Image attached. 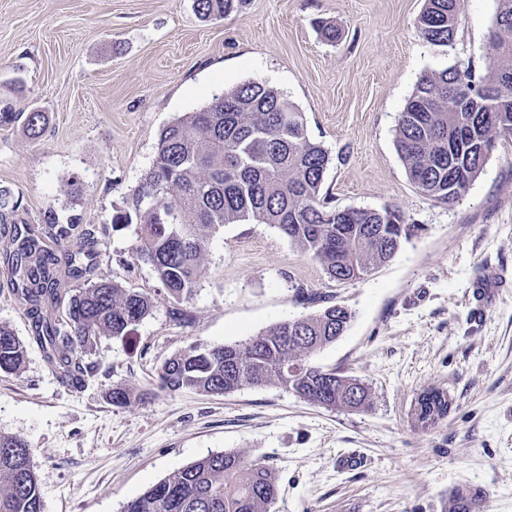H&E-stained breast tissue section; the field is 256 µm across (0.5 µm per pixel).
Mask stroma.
<instances>
[{
	"mask_svg": "<svg viewBox=\"0 0 512 512\" xmlns=\"http://www.w3.org/2000/svg\"><path fill=\"white\" fill-rule=\"evenodd\" d=\"M424 0H243L203 20L193 0H0V105L47 113L38 140L0 126V188L21 202L0 223V325L27 349L0 372V432L30 445L43 512H121L127 501L209 454L272 468L271 512H512V140H499L455 203L421 194L396 147L419 80L460 61L481 66L495 0H465L453 45L415 26ZM340 36L326 40L318 22ZM258 80L303 113L332 161L336 208H398L416 230L363 278L337 283L274 227L245 221L211 238L207 273L170 313L134 229L109 225L151 167L162 128ZM79 188H71L72 178ZM96 228L91 261L154 308L122 338L101 339L85 388L63 386L32 339L7 264L15 230L48 213ZM317 293L306 303L297 286ZM347 307L349 328L311 363L366 385L369 406L310 403L278 385L226 395L158 387L165 359L200 343L238 344L278 322ZM130 390L113 405L114 385ZM439 388L448 417L413 427L417 396ZM360 464L344 468L339 460Z\"/></svg>",
	"mask_w": 512,
	"mask_h": 512,
	"instance_id": "obj_1",
	"label": "stroma"
}]
</instances>
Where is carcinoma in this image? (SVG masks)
<instances>
[{
  "instance_id": "cac0c4a2",
  "label": "carcinoma",
  "mask_w": 512,
  "mask_h": 512,
  "mask_svg": "<svg viewBox=\"0 0 512 512\" xmlns=\"http://www.w3.org/2000/svg\"><path fill=\"white\" fill-rule=\"evenodd\" d=\"M490 54L484 73L460 61L420 79L398 123L396 146L409 180L424 195L443 203L458 200L478 177L497 140L512 136V0H496ZM241 0H195L203 18L222 17ZM464 0H424L416 27L428 42L454 43ZM22 122L32 140L46 130L44 112L0 108V126ZM329 152L307 137L303 114L288 98L259 81L245 82L196 112L164 127L157 153L141 183L126 198V209L107 224H135L134 248L152 267L175 308L205 277L210 237L226 224L253 220L270 224L322 265L329 279L352 281L390 261L415 225L394 208L337 209L322 192ZM11 192L0 189V222L18 210ZM70 228L51 212L41 234L25 228L11 274L27 305L34 340L58 379L82 388L98 372L95 361L75 354L93 349L103 337H123L148 316L152 298L102 275L87 273L83 248L67 253V274L78 287H61L56 252L42 237L60 242ZM67 305L66 317L57 316ZM352 313L338 304L316 314L270 326L240 344H194L160 367L159 388L225 395L245 386L276 384L324 407L359 409L369 391L357 379L309 361L347 330ZM24 343L0 325V371L18 373ZM452 399L430 389L411 410L414 426L437 425ZM278 477L235 452L198 459L127 502L122 512H271ZM30 446L0 432V512H42Z\"/></svg>"
}]
</instances>
